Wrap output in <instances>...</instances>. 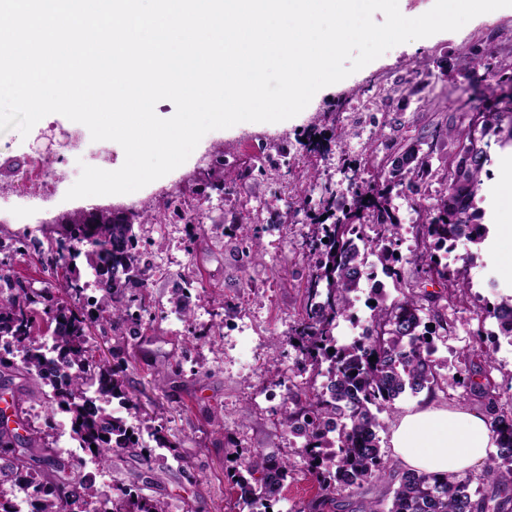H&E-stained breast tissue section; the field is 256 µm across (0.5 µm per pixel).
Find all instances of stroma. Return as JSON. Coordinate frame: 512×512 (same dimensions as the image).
<instances>
[{
  "mask_svg": "<svg viewBox=\"0 0 512 512\" xmlns=\"http://www.w3.org/2000/svg\"><path fill=\"white\" fill-rule=\"evenodd\" d=\"M491 67L512 63V12L496 10L473 18L456 32L397 45L343 81L319 90L296 117L238 133L214 130L199 142L188 160L142 189L128 194L122 206L134 214V231L145 256L159 271L149 280V309L138 334L117 342L113 333L96 334L97 358L112 356L113 346L130 362L126 384L140 410H123L129 424L142 413L180 442L179 459L145 464L122 454L108 469L77 448L71 437L58 445L70 449L74 471L92 478L98 490L148 480L162 494L167 512H250L230 493L229 457L260 450L298 460V445L279 420L294 404L287 371L295 367L290 346L272 354V338H288L303 300L310 265L298 243L310 230L304 199H319L323 187L339 180L341 154L368 156L369 173L389 170L394 158L425 137L431 179L428 195L444 191L457 150L448 132L459 126L461 103H490L484 82L471 78L474 59ZM384 91L382 111L355 117L376 91ZM74 123L60 114L39 121L28 136L0 133V185L8 186L32 172L47 202L43 210H25L8 196L0 197V261L34 288L46 275L35 256L12 251L23 225L36 237L52 236L49 220L75 211L65 197L91 163L96 142H88L83 160H75L65 142ZM326 138V150L307 152L310 134ZM490 178L476 198L489 236L481 249L459 240L448 264L468 284L464 301L450 302L446 313L452 334L436 340L433 360L443 378L464 370L462 351L476 327H483L487 345L496 349L491 379L501 402L512 401V344L496 320L477 324L481 308L512 295V268L505 258L512 243L499 239L500 225L512 222V200L499 189L512 152L491 146ZM400 223L399 251L406 280H414L419 264L417 244L423 209L410 193H393ZM189 294L191 316L176 304ZM249 316L259 346L224 348V328ZM482 407L478 395L460 398L458 390L428 396L401 395L392 409L380 413L378 433L383 451H390V427L403 413L427 403Z\"/></svg>",
  "mask_w": 512,
  "mask_h": 512,
  "instance_id": "1",
  "label": "stroma"
}]
</instances>
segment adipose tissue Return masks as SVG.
Here are the masks:
<instances>
[{
    "label": "adipose tissue",
    "instance_id": "1",
    "mask_svg": "<svg viewBox=\"0 0 512 512\" xmlns=\"http://www.w3.org/2000/svg\"><path fill=\"white\" fill-rule=\"evenodd\" d=\"M395 456L430 474H461L484 464L496 448L483 411L434 404L400 416L391 429Z\"/></svg>",
    "mask_w": 512,
    "mask_h": 512
}]
</instances>
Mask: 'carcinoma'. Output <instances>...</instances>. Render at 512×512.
<instances>
[{
  "label": "carcinoma",
  "instance_id": "1",
  "mask_svg": "<svg viewBox=\"0 0 512 512\" xmlns=\"http://www.w3.org/2000/svg\"><path fill=\"white\" fill-rule=\"evenodd\" d=\"M453 137L468 145L471 155L457 160L446 193L422 225L421 270L412 284L404 282L402 276V257L397 249L399 224L392 211L391 193L402 186L420 194L431 175L426 158L409 146L398 164L368 178L362 177L361 167L342 160V180L352 189L346 207H335L336 193L324 187L320 200L324 211L334 209L339 215L331 224L312 225L301 243L311 272L300 317L288 336L298 355L297 370L288 381L294 382L307 371L319 375L326 364L327 383L320 391L297 390L294 408L280 421L288 429L300 420L307 424L299 455L305 476L317 484L318 492L296 512H335L363 483L383 478L388 460L380 446L378 414L392 408L406 392L434 394L448 387V380L440 377L432 360L439 332L452 331L440 301L462 295L466 284L458 271L434 257L463 235L478 245L487 239L488 228L477 223L473 209L482 176H490L491 143L512 148V114L489 106L472 114L453 131ZM15 244L17 252H34L42 268L54 277L82 252L89 268L98 274L96 284L103 309L95 315L82 300L85 288L80 278L65 276L55 293L48 288L37 290L0 262V337L9 339L12 346L0 353V389L17 399L13 404L17 424L28 430V436L22 438L16 430L0 427V512H13V488L24 480L33 484V512H75L90 496V486L73 476L70 459L50 440L56 413L69 417L80 447L89 451L96 445L93 455L102 465L116 454L144 455L140 436L127 433L126 421L87 396L94 388L102 397L131 402L126 386L128 364L96 362L89 352L94 329L108 327L120 336L141 326L142 315L131 313L129 306L105 308L131 290L139 309L146 311L138 240L133 225L121 224L112 212L102 211L94 216H74L62 237L48 244L24 238ZM379 268L391 277L395 287L408 292L390 305L377 298L372 315L374 333L352 344L339 343L335 331L340 319L348 317L350 294ZM431 283L443 286L444 294L426 291ZM425 314L431 316V323L423 322ZM489 318L497 320L502 334L512 341V296L477 313L478 326L471 333L465 356L479 359V364L468 370L467 380L455 379L453 384L484 398L497 450L479 479L494 484L496 493L476 500L467 477L408 469L391 490V497L370 504L364 512H512V405L501 403L492 388L493 350L485 344L483 333ZM43 323L51 329L48 347L37 339ZM373 355L376 360H369ZM56 360L78 363L81 370L52 391L44 427L28 425L22 399L16 398L19 388L14 375L46 384L48 367ZM332 416L340 424L334 435L321 426ZM151 436L158 448L181 460L177 441L160 429L151 431ZM294 474L288 459L259 452L240 462L233 485L240 501L268 509L279 500ZM102 512H167V505L133 483L112 496V510Z\"/></svg>",
  "mask_w": 512,
  "mask_h": 512
}]
</instances>
